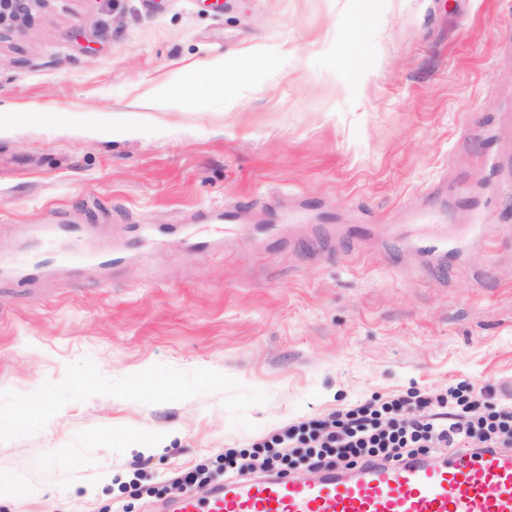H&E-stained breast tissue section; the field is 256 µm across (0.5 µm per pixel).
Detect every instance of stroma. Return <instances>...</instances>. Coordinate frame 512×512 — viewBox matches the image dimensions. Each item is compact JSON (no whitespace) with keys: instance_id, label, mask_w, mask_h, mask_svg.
Listing matches in <instances>:
<instances>
[{"instance_id":"stroma-1","label":"stroma","mask_w":512,"mask_h":512,"mask_svg":"<svg viewBox=\"0 0 512 512\" xmlns=\"http://www.w3.org/2000/svg\"><path fill=\"white\" fill-rule=\"evenodd\" d=\"M0 106L49 115L0 134V254L53 220L125 253L0 281V512H167L290 424L512 397V234L444 256L408 218L512 226L481 163L512 154V0H48Z\"/></svg>"}]
</instances>
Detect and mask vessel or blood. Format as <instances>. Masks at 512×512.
Instances as JSON below:
<instances>
[{
	"label": "vessel or blood",
	"mask_w": 512,
	"mask_h": 512,
	"mask_svg": "<svg viewBox=\"0 0 512 512\" xmlns=\"http://www.w3.org/2000/svg\"><path fill=\"white\" fill-rule=\"evenodd\" d=\"M76 224H38L36 237H75ZM173 512H512V452L456 448L440 459L365 463L318 477L229 479L189 492Z\"/></svg>",
	"instance_id": "1"
}]
</instances>
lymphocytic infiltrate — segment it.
Listing matches in <instances>:
<instances>
[{"instance_id":"1","label":"lymphocytic infiltrate","mask_w":512,"mask_h":512,"mask_svg":"<svg viewBox=\"0 0 512 512\" xmlns=\"http://www.w3.org/2000/svg\"><path fill=\"white\" fill-rule=\"evenodd\" d=\"M511 447L512 399L467 387L436 395L413 391L292 424L253 443L252 456L269 472L282 464L320 470L371 459L399 462L434 448Z\"/></svg>"}]
</instances>
